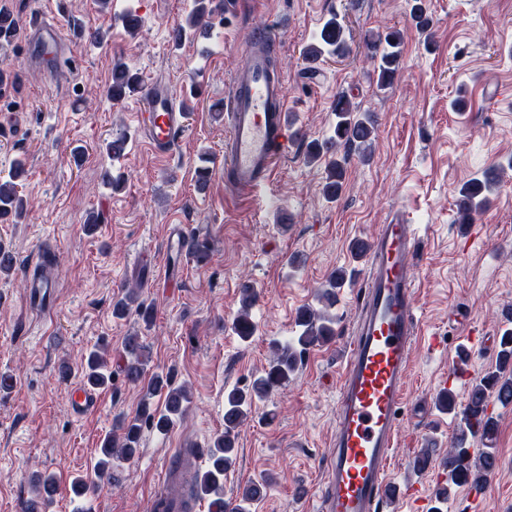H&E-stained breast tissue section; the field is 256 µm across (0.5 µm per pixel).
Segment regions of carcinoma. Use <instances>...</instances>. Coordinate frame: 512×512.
<instances>
[{
	"label": "carcinoma",
	"instance_id": "cac0c4a2",
	"mask_svg": "<svg viewBox=\"0 0 512 512\" xmlns=\"http://www.w3.org/2000/svg\"><path fill=\"white\" fill-rule=\"evenodd\" d=\"M214 12L213 0H191L190 10L184 21L173 29V39L180 43L189 38L199 26L208 22ZM411 19L419 33L430 36L434 20L426 11L422 0H415ZM402 43L403 35L398 30L368 35L366 45L371 50L373 76L380 90L392 84L399 70ZM349 53L346 27L335 14L324 22L315 40L302 50L303 57L310 64L307 73L311 77L316 74L312 64L326 56L344 57ZM139 88V76L131 72L123 62L116 61L112 67V99L119 100L125 96L126 91ZM332 112L335 116L333 134L323 142L308 143L306 153L307 159L312 162L323 157L327 159L323 194L329 201H334L341 195L345 182V168L334 154L344 148L365 158L375 138L372 115L361 111L346 92L336 93ZM503 173V167L497 166L472 177L462 186L457 203L459 223H470L473 214L491 204V195L501 182ZM20 174L21 171L17 169L7 179L0 178V216L13 212L20 214L24 210L23 198L16 182ZM354 273L353 269H338L332 273L316 294L317 306L308 305L299 311L295 320L296 335L283 343H273L270 363L264 373L249 388L234 387L224 393V432L216 435L207 448V467L196 479L199 498L209 499L216 512H249L251 504L265 496L269 480H255L242 489L238 503L232 505L233 510H227L230 505L224 499V476L236 461L237 428L251 415L254 405L265 400L275 388L288 382L308 350L326 344L336 337L337 318L331 309L336 305L340 289L350 282ZM257 300L258 294L253 287L246 285L242 288L241 310L233 323V329L243 341L250 339L258 330L251 317V309ZM132 310L144 324L152 322L153 309L138 301L136 288L128 290L112 303V315L116 318H123ZM123 351V377L129 384L142 387L143 395L135 415L118 421L112 427V435L101 442L98 467L101 476L109 482L113 479L115 467L136 457L143 427H152L163 433L169 431L175 420L185 414L191 399L188 388L176 383L169 373H154L150 379H145L149 352L141 336L136 333L126 336ZM106 368V351L102 348L89 351L82 363L85 383L92 387L109 383L111 375L106 373ZM157 396L164 399L161 407L153 402ZM491 398L503 408L512 405L511 327L502 330L494 367L471 384L461 410H456L457 403L452 391H443L436 397L435 404L439 410L454 414L459 422L454 440L444 459V466L448 471L447 483L437 489L431 512H442L441 504L448 500L452 487H480L495 470L497 455L494 443L497 424L495 417L487 413L488 401ZM476 439L481 442L482 447H472V442ZM34 488L36 497L33 498L30 512H36L35 507L39 503L55 495L56 479L52 476L39 478Z\"/></svg>",
	"mask_w": 512,
	"mask_h": 512
}]
</instances>
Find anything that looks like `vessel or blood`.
Listing matches in <instances>:
<instances>
[{
    "instance_id": "1",
    "label": "vessel or blood",
    "mask_w": 512,
    "mask_h": 512,
    "mask_svg": "<svg viewBox=\"0 0 512 512\" xmlns=\"http://www.w3.org/2000/svg\"><path fill=\"white\" fill-rule=\"evenodd\" d=\"M27 47L47 72L65 63L67 45L58 26L37 14L29 24ZM276 48L268 30L254 29L224 94V181L234 194L257 199L278 159L293 139L282 79L272 77L269 57ZM186 114L168 88L150 86L137 122L150 149L165 157L175 149ZM419 227L403 217L379 225L367 243L368 273L355 335L343 359L336 402L332 453L326 465L317 512H378L390 496L388 471L397 447L399 423L407 400L411 353L418 332L413 261ZM53 274L39 272L28 281L27 305L53 310ZM98 397L85 383L69 391V406L83 414ZM181 455L169 461L153 505L162 512H197L182 473Z\"/></svg>"
}]
</instances>
